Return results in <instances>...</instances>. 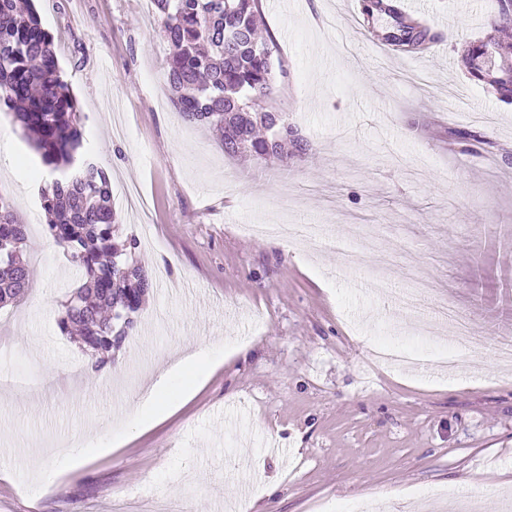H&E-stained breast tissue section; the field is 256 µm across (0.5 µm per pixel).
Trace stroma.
I'll return each mask as SVG.
<instances>
[{"label":"stroma","instance_id":"stroma-1","mask_svg":"<svg viewBox=\"0 0 512 512\" xmlns=\"http://www.w3.org/2000/svg\"><path fill=\"white\" fill-rule=\"evenodd\" d=\"M447 21L431 53L387 54L388 16L355 31L342 0H262L290 64L280 104L309 143L287 166L225 156L168 97V46L144 0H34L108 172L137 259L165 270L112 366L92 371L57 319L77 267L43 232L51 178L11 113L0 196L29 226L33 282L0 309V512H453L445 496L512 482V104L469 79L494 0H413ZM244 224L321 226L352 256L244 236ZM427 280L489 346L452 370L385 367L380 342L435 356L452 327L399 295ZM222 364L174 415L135 434L139 384L179 344ZM113 444L99 452L101 441ZM82 448L78 463L67 449ZM274 494H265L267 485Z\"/></svg>","mask_w":512,"mask_h":512}]
</instances>
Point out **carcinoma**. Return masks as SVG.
<instances>
[{"label":"carcinoma","instance_id":"carcinoma-1","mask_svg":"<svg viewBox=\"0 0 512 512\" xmlns=\"http://www.w3.org/2000/svg\"><path fill=\"white\" fill-rule=\"evenodd\" d=\"M169 46L165 75L173 107L189 123L220 134L224 154L288 162L286 145L303 150V139L279 103L278 78L288 61L273 38H258L261 0H152ZM491 26L512 30V0H495ZM364 12L393 16L397 32L385 36L396 50L425 52L430 29L400 14L392 0H366ZM461 62L471 80L512 104V64L493 39L469 43ZM11 112L27 140L54 175L42 190L46 235L81 270L82 282L63 304L62 333L75 331L80 348L99 370L112 363L153 288L151 275L134 259L133 237L119 239L109 176L81 152L77 101L57 57L54 37L31 3L0 0V109ZM27 225L0 198V308L20 301L33 281L23 258Z\"/></svg>","mask_w":512,"mask_h":512}]
</instances>
